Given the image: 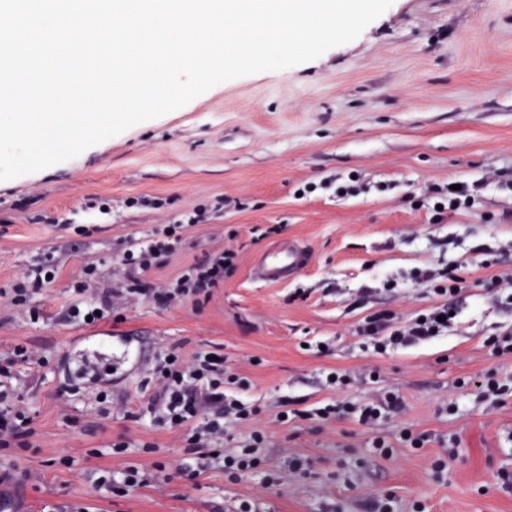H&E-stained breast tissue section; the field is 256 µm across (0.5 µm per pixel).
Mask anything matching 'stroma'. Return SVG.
<instances>
[{"label":"stroma","mask_w":512,"mask_h":512,"mask_svg":"<svg viewBox=\"0 0 512 512\" xmlns=\"http://www.w3.org/2000/svg\"><path fill=\"white\" fill-rule=\"evenodd\" d=\"M352 174L373 190L340 199L319 187ZM451 180L476 188L478 210L438 222L416 207L427 186ZM308 183L317 191L298 196ZM194 213L200 223L152 279H174L233 248L236 268L207 301L130 296L114 300L111 319L98 325L63 319L82 266L102 263L122 277L127 242ZM288 242L313 254L302 276L254 281L255 259ZM60 250L39 321L0 298V355L24 346L47 360L15 382L39 435L35 447L15 451L10 512H234L244 501L257 512H363L365 499L385 492L394 512L417 504L512 512V489L498 479L512 473V395L484 392L488 377L512 382V360L486 345L493 329L512 328V306L486 291L493 271L480 264L488 253L512 266V0H393L355 40L316 60L223 82L73 159L0 181V290ZM432 262L458 267L469 285L455 331L386 355L364 351L355 333L364 316L431 303L408 288L410 274ZM387 277L393 290L383 288ZM162 347L223 355L248 380L246 397L268 428L266 467L283 471L296 456L305 469L264 490L257 479L231 483L213 470L193 481L159 478L124 497L100 492L97 471L137 461L143 443L156 444L160 461L184 452L181 431L138 417ZM88 360L112 369L104 415L80 386ZM366 368L378 381H355L348 400L393 389L401 414L373 428L350 417L275 424L282 402L327 403L328 372ZM446 402L455 411L443 410ZM407 429L427 436L424 447L402 443ZM379 436L393 443V457L374 454ZM451 437L457 456L435 473L431 462L446 458ZM122 442L127 454H113Z\"/></svg>","instance_id":"1"}]
</instances>
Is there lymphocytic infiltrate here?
<instances>
[{"label":"lymphocytic infiltrate","mask_w":512,"mask_h":512,"mask_svg":"<svg viewBox=\"0 0 512 512\" xmlns=\"http://www.w3.org/2000/svg\"><path fill=\"white\" fill-rule=\"evenodd\" d=\"M423 200L434 205L433 216L438 221L445 213L472 211L478 205L476 195L466 185L458 190L445 184L430 185ZM183 231V225L162 224L146 239L128 243L120 259L121 265L129 271L124 293L171 303L188 295L209 293L223 283L236 258L231 248L191 266L171 282H151V274L173 250ZM57 268V259L50 257L27 270L9 290L11 304L29 314L31 319H39L41 310L36 298L54 284ZM111 276L110 270L97 264L85 265L70 285L74 300L66 310V319L96 324L110 318L114 291L106 282ZM413 278L441 298V305L408 319L391 309L365 316L357 325L356 333L367 339L374 353L385 354L428 342L447 335L455 327V299L466 287L457 268H421L414 272ZM44 363V358L23 346L8 355H0V450L34 447L38 430L33 418L19 405L14 382L21 367ZM151 376L157 390L150 398L147 411L154 423L181 430L185 455L166 465L149 461L119 470H103L95 481L99 490L124 496L167 470L193 480L203 472L217 469L233 483L257 475L262 487L278 484V477L263 467L262 450L267 443V433L255 426L259 411L242 397L249 384L245 378L227 370L223 356L200 351L187 358L177 349L168 348L156 355ZM402 405L401 396L389 391L360 405L335 400L315 409L314 414L324 422L351 415L361 424L375 426ZM244 423L251 424V431L237 448L225 449L227 426Z\"/></svg>","instance_id":"f902f5d3"}]
</instances>
